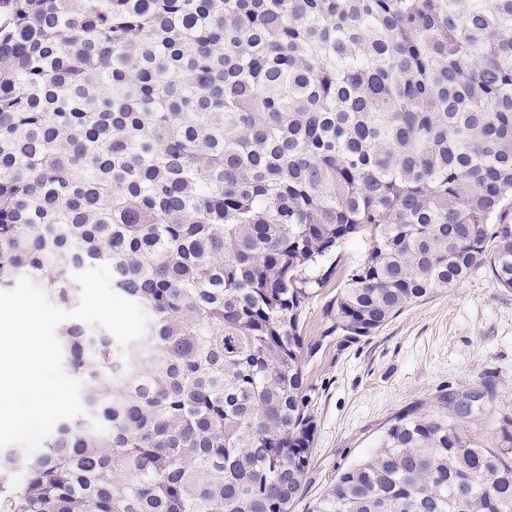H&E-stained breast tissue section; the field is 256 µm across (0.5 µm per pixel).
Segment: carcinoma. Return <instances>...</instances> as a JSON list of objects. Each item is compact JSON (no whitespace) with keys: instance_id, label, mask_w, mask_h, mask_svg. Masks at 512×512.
I'll use <instances>...</instances> for the list:
<instances>
[{"instance_id":"obj_1","label":"carcinoma","mask_w":512,"mask_h":512,"mask_svg":"<svg viewBox=\"0 0 512 512\" xmlns=\"http://www.w3.org/2000/svg\"><path fill=\"white\" fill-rule=\"evenodd\" d=\"M0 289L106 264L149 318L67 320L85 413L0 452L9 512H290L316 425L306 277L364 254L373 335L489 262L512 288V0H0ZM457 395L390 423L311 512H512Z\"/></svg>"}]
</instances>
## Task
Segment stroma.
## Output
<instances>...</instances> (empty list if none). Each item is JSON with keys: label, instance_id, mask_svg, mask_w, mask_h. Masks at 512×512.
Masks as SVG:
<instances>
[{"label": "stroma", "instance_id": "35a3bbf8", "mask_svg": "<svg viewBox=\"0 0 512 512\" xmlns=\"http://www.w3.org/2000/svg\"><path fill=\"white\" fill-rule=\"evenodd\" d=\"M362 254L358 241L338 248L335 269L303 313L302 334L318 345L304 365L317 429L304 493L292 512H308L339 472L375 448L395 417L432 409L443 394L487 389L490 401L474 409L467 425L492 441L500 438L502 418L512 416V289L497 286L483 265L407 305L375 335L347 342L332 331L331 303Z\"/></svg>", "mask_w": 512, "mask_h": 512}]
</instances>
